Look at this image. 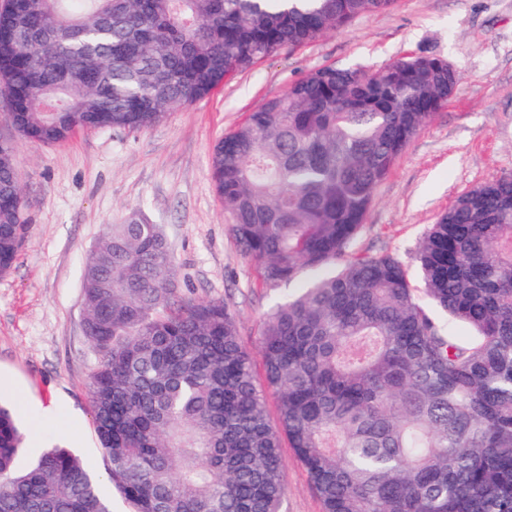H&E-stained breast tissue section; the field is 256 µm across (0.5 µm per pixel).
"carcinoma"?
I'll return each instance as SVG.
<instances>
[{
  "label": "carcinoma",
  "mask_w": 512,
  "mask_h": 512,
  "mask_svg": "<svg viewBox=\"0 0 512 512\" xmlns=\"http://www.w3.org/2000/svg\"><path fill=\"white\" fill-rule=\"evenodd\" d=\"M394 0H18L0 82L30 142L142 129L235 71ZM459 81L415 55L374 74L313 69L211 153L264 286L308 287L264 318L265 385L233 316L179 293L157 224H109L88 256V392L108 476L132 512H282L287 439L323 512H512V175L459 195L417 251L348 255L377 186ZM16 145L0 141V275L25 242ZM470 329L438 322L424 300ZM278 399L271 424L267 395ZM0 407V512H112L69 449L16 477Z\"/></svg>",
  "instance_id": "carcinoma-1"
}]
</instances>
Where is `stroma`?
<instances>
[{
  "label": "stroma",
  "mask_w": 512,
  "mask_h": 512,
  "mask_svg": "<svg viewBox=\"0 0 512 512\" xmlns=\"http://www.w3.org/2000/svg\"><path fill=\"white\" fill-rule=\"evenodd\" d=\"M412 55H434L459 74L439 111L376 189L353 251L396 253L415 268L430 224L462 193L512 173V0H395L343 28L286 48L236 73L193 104L142 130H77L67 141L33 144L14 128L0 86V134L14 139L16 173L31 232L0 276V404L27 437L14 462L22 475L54 445L71 449L100 480L113 512L130 505L108 481L88 398L96 364L84 326L86 257L110 224L131 215L160 225L176 260L181 295L221 300L242 344L260 355L263 318L312 278L262 285L224 219L210 173L213 145L265 100L328 65L369 72ZM284 512H321L291 448Z\"/></svg>",
  "instance_id": "1"
}]
</instances>
